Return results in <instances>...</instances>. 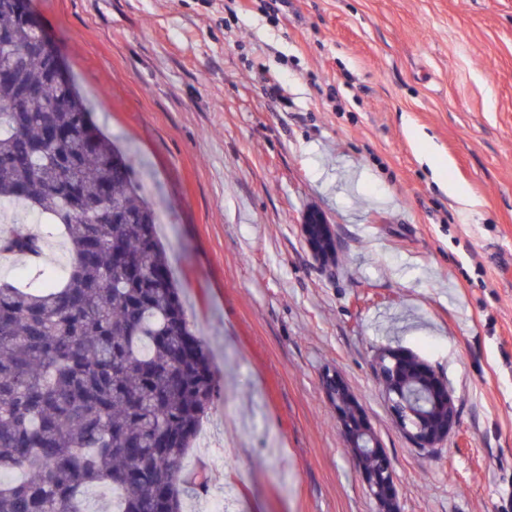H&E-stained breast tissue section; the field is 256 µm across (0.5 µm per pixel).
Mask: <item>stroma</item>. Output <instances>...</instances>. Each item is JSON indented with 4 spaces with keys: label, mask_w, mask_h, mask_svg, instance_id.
Instances as JSON below:
<instances>
[{
    "label": "stroma",
    "mask_w": 512,
    "mask_h": 512,
    "mask_svg": "<svg viewBox=\"0 0 512 512\" xmlns=\"http://www.w3.org/2000/svg\"><path fill=\"white\" fill-rule=\"evenodd\" d=\"M243 2L31 0L162 201L214 361L183 461L209 485L188 512H378L328 370L394 464L397 512H512V0ZM313 213L332 261L303 235ZM388 346L453 394L435 449L393 420L374 375ZM307 242L315 254L322 261L330 260L334 255L335 237L330 224H303L302 226Z\"/></svg>",
    "instance_id": "stroma-1"
}]
</instances>
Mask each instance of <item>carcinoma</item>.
Segmentation results:
<instances>
[{
	"mask_svg": "<svg viewBox=\"0 0 512 512\" xmlns=\"http://www.w3.org/2000/svg\"><path fill=\"white\" fill-rule=\"evenodd\" d=\"M20 0H0V202L61 227L65 275L43 286L0 279V512H86L107 487L113 512H183L208 487L186 472L216 392L129 156L93 123L90 102L53 77ZM0 254L28 258L43 240L19 217ZM366 470L380 465L349 449ZM112 495L103 486H94L84 493V507L87 512H110Z\"/></svg>",
	"mask_w": 512,
	"mask_h": 512,
	"instance_id": "cac0c4a2",
	"label": "carcinoma"
}]
</instances>
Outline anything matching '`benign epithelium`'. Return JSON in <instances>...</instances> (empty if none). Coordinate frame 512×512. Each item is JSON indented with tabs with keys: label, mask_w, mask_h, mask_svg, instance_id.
<instances>
[{
	"label": "benign epithelium",
	"mask_w": 512,
	"mask_h": 512,
	"mask_svg": "<svg viewBox=\"0 0 512 512\" xmlns=\"http://www.w3.org/2000/svg\"><path fill=\"white\" fill-rule=\"evenodd\" d=\"M26 20L37 36L41 50L52 55L56 61V80L64 85L70 83V77L51 40L43 32L30 2H25ZM307 242L315 254L328 261L334 255L335 237L328 224L302 225ZM395 422L402 432L417 448H435L448 438V433L456 427V406L448 385L425 360L407 350L384 348L379 352L376 368ZM421 378L432 394L431 415L421 417L406 401L408 376ZM323 387L327 398L336 409L340 428L348 443L359 446L382 459V469L369 474L361 472L364 484L370 496L378 506L379 512H396V477L393 462L380 447L368 416L352 400V393L344 380L335 373L323 377Z\"/></svg>",
	"instance_id": "7a95c632"
}]
</instances>
